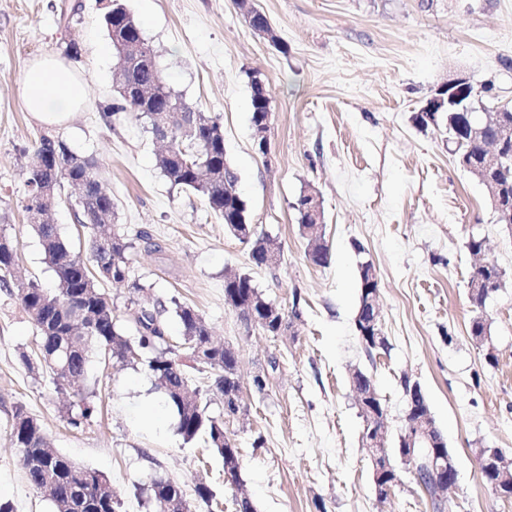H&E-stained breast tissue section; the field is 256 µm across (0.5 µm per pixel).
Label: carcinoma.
Returning <instances> with one entry per match:
<instances>
[{"mask_svg": "<svg viewBox=\"0 0 512 512\" xmlns=\"http://www.w3.org/2000/svg\"><path fill=\"white\" fill-rule=\"evenodd\" d=\"M102 18L109 40L119 37L137 46V50L123 58L119 83L132 87L143 86L153 90L146 101L137 99L128 103H114L109 107L112 115L119 114L134 120H146L148 116L139 110L145 106L152 113H163L172 99H183L167 83L156 62V54L143 35L139 19L126 6L115 0H107L101 6ZM272 99L261 95L260 90L251 92V122L255 123L268 114ZM190 127L174 122L164 135V151L157 164L172 187L188 190L201 196L207 208L223 220L224 229L240 237L242 219L247 212L241 208L240 194L236 188L237 176L231 168L224 146V130L218 118L186 104ZM484 128L482 137L470 147L466 165L476 166L483 160L485 144L497 135L494 125L486 124L479 112H450L448 119L441 120L437 129H446L450 143L457 134L471 127ZM74 151L58 135L39 134L32 143V162L27 171L22 208L44 212L61 198L64 185L78 189L88 205H78L77 220L90 232L92 263L105 262L112 271L110 284H125L132 293L144 291V285L129 281L130 249L124 232L116 223L115 203L112 191L100 178L94 165L88 160L72 163ZM60 174V180L51 196L38 194L41 182L50 172ZM501 189L503 204L512 207V164L494 175ZM297 223L306 239V257L314 265L328 264L330 252L324 236L314 229L313 213L307 206V198L296 197L293 204ZM42 247L44 261L55 275L52 288L43 287L30 280L19 286L16 298L29 315L37 332V352L31 355L23 351L21 364L34 370L33 359L52 374L55 389L62 391L74 376L86 377L87 366L94 356L127 362L126 355L132 350L139 354L157 351L148 361L156 388L165 402L176 413L177 432L183 441L190 443L198 438L219 457L239 452L235 439L224 431V421L211 416L208 406L202 403L198 391L191 387L186 373L188 364L196 361L201 353L206 360L204 368L216 371L214 389L225 397L224 415L233 416L242 410L228 395L236 391L238 354L224 345L215 346L211 327L190 305L175 303L180 327V340L168 344L163 311L126 307L118 312L108 292L98 282V269H91L71 243L61 235L58 226L47 221L31 225ZM252 262L266 265L270 247L265 238L252 236L249 240ZM16 247L0 245V283L8 284L15 279L18 266ZM505 272L497 265L472 267L469 280V299L477 316L470 321V335H488V323L480 319L478 312L485 308L487 299L498 290ZM79 300L93 315L84 323H71L64 306ZM240 301L245 305L255 303V309L263 306V297L246 274L224 277V301L231 304ZM97 389L84 387L73 393V400L65 406L68 424L80 428L91 422L95 414ZM11 445L18 449L20 465L27 481L39 488L49 485L53 512H117L119 500L112 489V482L102 472L82 466L68 456L49 446L45 432L37 421L18 406L12 416L9 430ZM150 496L156 502L175 498L184 512H193L181 487L174 481L157 476L151 481Z\"/></svg>", "mask_w": 512, "mask_h": 512, "instance_id": "carcinoma-1", "label": "carcinoma"}]
</instances>
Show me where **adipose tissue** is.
I'll return each instance as SVG.
<instances>
[{
	"instance_id": "ef3b65f1",
	"label": "adipose tissue",
	"mask_w": 512,
	"mask_h": 512,
	"mask_svg": "<svg viewBox=\"0 0 512 512\" xmlns=\"http://www.w3.org/2000/svg\"><path fill=\"white\" fill-rule=\"evenodd\" d=\"M88 95L86 79L52 53L32 62L21 82L26 110L46 125L62 124L82 110Z\"/></svg>"
}]
</instances>
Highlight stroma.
<instances>
[{
    "instance_id": "stroma-1",
    "label": "stroma",
    "mask_w": 512,
    "mask_h": 512,
    "mask_svg": "<svg viewBox=\"0 0 512 512\" xmlns=\"http://www.w3.org/2000/svg\"><path fill=\"white\" fill-rule=\"evenodd\" d=\"M124 3L174 90L218 117L237 190L257 234L279 247L278 265L254 266L249 245L225 231L201 197L171 187L143 124L106 122L116 61L105 50L97 0H0V232L17 244L25 277L53 287L21 207L32 142L44 127L25 111L20 86L32 59L77 42L81 56L72 66L89 84V101L56 133L94 160L128 239L146 233L161 246L131 252L129 277L145 292H108L121 310L132 300L165 305L172 339L179 327L171 301L190 305L218 341L236 348L243 389L237 417L225 419L212 370L188 376L237 441L239 482L226 483L211 449L184 443L144 359L128 366L93 359L86 382L98 388L97 416L69 426L66 394L48 372L19 362L36 332L12 282L0 284V501L13 512H52L7 435L20 406L54 448L111 479L120 512H158L148 486L159 475L190 501L198 482L216 490L199 512H236L243 494L256 512H512V500L485 485L476 463L481 448L512 458V231L496 224L485 187L455 164L444 135L413 122L436 86L460 74L512 99V0H256L287 44L284 54L248 29L234 0ZM254 70L272 87L267 158L253 145ZM308 184L325 213L330 259L323 267L306 258L292 209ZM472 235L484 238L488 258L509 275L486 303L483 346L469 335ZM367 261L377 273L389 345L373 355L354 332L359 265ZM231 272L250 274L283 313L299 309L292 329L277 336L246 329L224 303ZM490 346L493 365L485 359ZM357 369L376 382L392 448L406 407L401 381L419 383L457 460V482L438 501L402 463L398 485L378 501L350 386ZM257 374L267 377L261 392L252 384Z\"/></svg>"
}]
</instances>
